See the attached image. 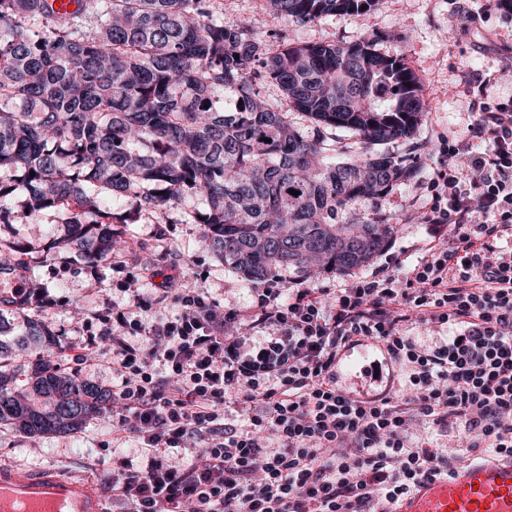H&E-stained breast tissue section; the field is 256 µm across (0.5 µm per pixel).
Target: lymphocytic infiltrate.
Returning a JSON list of instances; mask_svg holds the SVG:
<instances>
[{"instance_id":"f902f5d3","label":"lymphocytic infiltrate","mask_w":512,"mask_h":512,"mask_svg":"<svg viewBox=\"0 0 512 512\" xmlns=\"http://www.w3.org/2000/svg\"><path fill=\"white\" fill-rule=\"evenodd\" d=\"M469 132L449 139L455 163L431 180L416 258L344 287L278 278L241 311L170 275L159 295L179 305L170 319L136 288L154 268L113 256L127 301L96 312L98 338L63 359L109 348L115 434L140 447L112 470L118 512H392L475 449L512 460V101L483 103ZM242 319L261 331L256 345L228 333ZM367 340L401 394L340 390L337 357Z\"/></svg>"}]
</instances>
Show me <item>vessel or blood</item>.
Wrapping results in <instances>:
<instances>
[{
	"label": "vessel or blood",
	"instance_id": "vessel-or-blood-1",
	"mask_svg": "<svg viewBox=\"0 0 512 512\" xmlns=\"http://www.w3.org/2000/svg\"><path fill=\"white\" fill-rule=\"evenodd\" d=\"M0 512H107L92 478L51 467L22 473L0 461ZM395 512H512V462H474L420 481Z\"/></svg>",
	"mask_w": 512,
	"mask_h": 512
}]
</instances>
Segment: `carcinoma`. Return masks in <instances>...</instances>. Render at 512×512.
Instances as JSON below:
<instances>
[{
  "label": "carcinoma",
  "mask_w": 512,
  "mask_h": 512,
  "mask_svg": "<svg viewBox=\"0 0 512 512\" xmlns=\"http://www.w3.org/2000/svg\"><path fill=\"white\" fill-rule=\"evenodd\" d=\"M55 2L0 0V224L61 214L95 272L112 259V225L176 211L251 284L302 278L316 261L346 273L385 248L396 225L380 200L427 154L384 149L413 140L427 116L401 51L365 38L271 45L256 37L261 16L225 25L222 0ZM377 2L268 0L301 23ZM268 83L281 98L262 93ZM358 199L373 210L353 213ZM1 250L18 257L1 279L29 267V246L0 239ZM48 335L32 322L23 342ZM13 355L0 339V426L76 432L112 403L51 358L24 386Z\"/></svg>",
  "instance_id": "obj_1"
}]
</instances>
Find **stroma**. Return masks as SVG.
<instances>
[{
    "label": "stroma",
    "instance_id": "obj_1",
    "mask_svg": "<svg viewBox=\"0 0 512 512\" xmlns=\"http://www.w3.org/2000/svg\"><path fill=\"white\" fill-rule=\"evenodd\" d=\"M257 35L271 43L282 36L300 43H352L368 37L380 52L403 50L407 65L420 79L428 109L414 140L425 145L429 155L423 167L385 197L382 209L397 226L393 252L411 253L425 238L419 210L429 196L433 172L448 162L442 153L445 139L467 135L482 103L512 100V72L502 69L506 57L512 56V12L499 10L497 0H378L369 12L340 13L306 24L272 16ZM476 73L489 75L490 83L482 88L469 83V76ZM114 230L134 245L136 258H151L158 273L180 274L186 287L207 288L224 306L244 311L253 305L250 284L201 244L198 225H161L155 216L144 215L136 223L115 225ZM64 232L52 212L43 213L38 223L19 220L7 227L9 237L31 247L35 262L28 280L63 300L61 306L49 310L29 305L0 313V334L25 335L31 321L44 324L53 334L50 343L16 348L14 368L23 378L40 357L94 334V327L84 325L85 317L108 302L122 303L127 298L123 276L111 266L90 273L73 250L64 260L43 257L47 239ZM138 455L134 442L114 441L108 410L69 434L30 437L0 426V460L22 472L55 467L87 474L107 495L112 492L114 458L133 460Z\"/></svg>",
    "mask_w": 512,
    "mask_h": 512
}]
</instances>
